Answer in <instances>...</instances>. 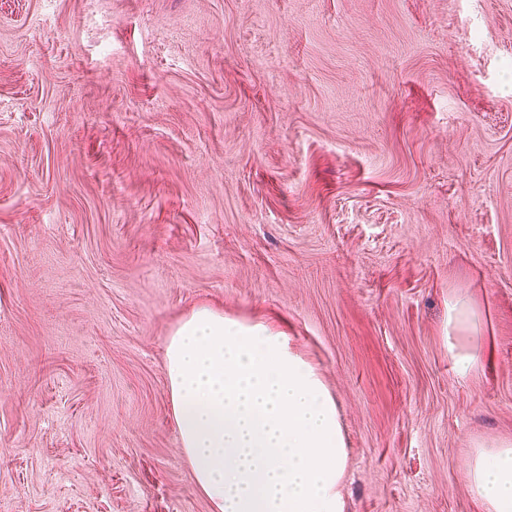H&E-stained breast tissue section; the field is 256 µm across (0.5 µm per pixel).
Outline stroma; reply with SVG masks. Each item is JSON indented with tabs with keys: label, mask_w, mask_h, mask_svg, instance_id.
<instances>
[{
	"label": "stroma",
	"mask_w": 512,
	"mask_h": 512,
	"mask_svg": "<svg viewBox=\"0 0 512 512\" xmlns=\"http://www.w3.org/2000/svg\"><path fill=\"white\" fill-rule=\"evenodd\" d=\"M201 306L316 367L345 512H485L512 0H0V512H211L164 372ZM468 323V312L463 303L454 302L448 305V355L455 370L461 376L475 370L482 360V354L476 348L464 350L460 347L461 341L469 336H452L451 334V332L467 329Z\"/></svg>",
	"instance_id": "1"
}]
</instances>
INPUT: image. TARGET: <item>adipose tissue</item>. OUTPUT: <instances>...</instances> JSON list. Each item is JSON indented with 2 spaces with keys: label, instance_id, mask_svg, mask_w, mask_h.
Returning a JSON list of instances; mask_svg holds the SVG:
<instances>
[{
  "label": "adipose tissue",
  "instance_id": "obj_1",
  "mask_svg": "<svg viewBox=\"0 0 512 512\" xmlns=\"http://www.w3.org/2000/svg\"><path fill=\"white\" fill-rule=\"evenodd\" d=\"M468 322L463 303L449 305L462 376L482 360L460 346ZM165 373L181 454L214 512H343L336 404L285 336L201 307L169 337ZM468 478L486 512H512V445L477 448Z\"/></svg>",
  "mask_w": 512,
  "mask_h": 512
}]
</instances>
